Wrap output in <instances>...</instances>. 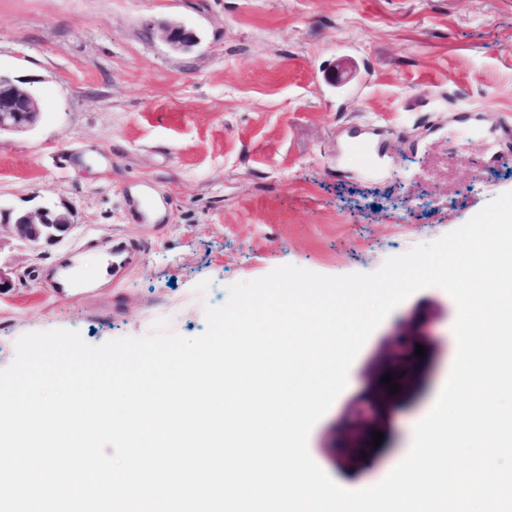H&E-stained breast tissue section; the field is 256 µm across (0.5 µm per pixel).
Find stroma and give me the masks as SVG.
I'll list each match as a JSON object with an SVG mask.
<instances>
[{
    "label": "stroma",
    "instance_id": "35a3bbf8",
    "mask_svg": "<svg viewBox=\"0 0 512 512\" xmlns=\"http://www.w3.org/2000/svg\"><path fill=\"white\" fill-rule=\"evenodd\" d=\"M199 43L172 51L162 27ZM0 76L38 95L0 135V211L67 206L73 230L31 250L0 230V369L24 334L91 345L152 332L195 337L231 285L292 264L342 276L465 224L512 191V0H0ZM150 189L164 220L134 217ZM135 258L120 286L53 288L47 271ZM433 323L426 383L390 413L381 452L339 473L324 436L399 320ZM457 305L429 287L368 338L308 447L340 486L391 471L447 380Z\"/></svg>",
    "mask_w": 512,
    "mask_h": 512
}]
</instances>
